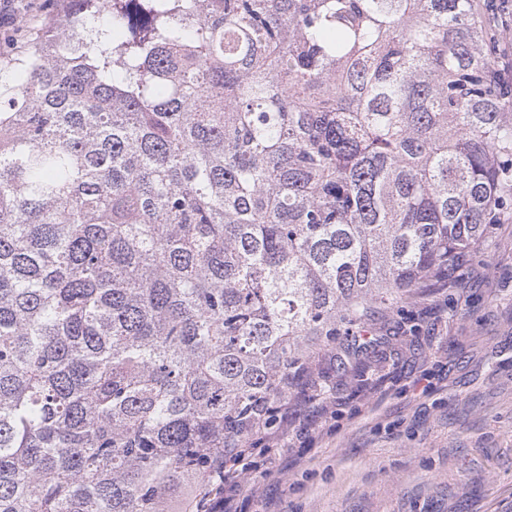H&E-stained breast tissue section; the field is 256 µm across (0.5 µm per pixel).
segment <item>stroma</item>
<instances>
[{
    "label": "stroma",
    "mask_w": 512,
    "mask_h": 512,
    "mask_svg": "<svg viewBox=\"0 0 512 512\" xmlns=\"http://www.w3.org/2000/svg\"><path fill=\"white\" fill-rule=\"evenodd\" d=\"M61 7L12 0L0 56ZM463 260L460 281L376 308L369 350L344 333L312 353L273 427L281 447L247 454L212 512H512V215Z\"/></svg>",
    "instance_id": "obj_1"
}]
</instances>
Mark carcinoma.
Returning <instances> with one entry per match:
<instances>
[{"mask_svg": "<svg viewBox=\"0 0 512 512\" xmlns=\"http://www.w3.org/2000/svg\"><path fill=\"white\" fill-rule=\"evenodd\" d=\"M65 2L0 60V512H173L512 211V84L473 0Z\"/></svg>", "mask_w": 512, "mask_h": 512, "instance_id": "1", "label": "carcinoma"}]
</instances>
